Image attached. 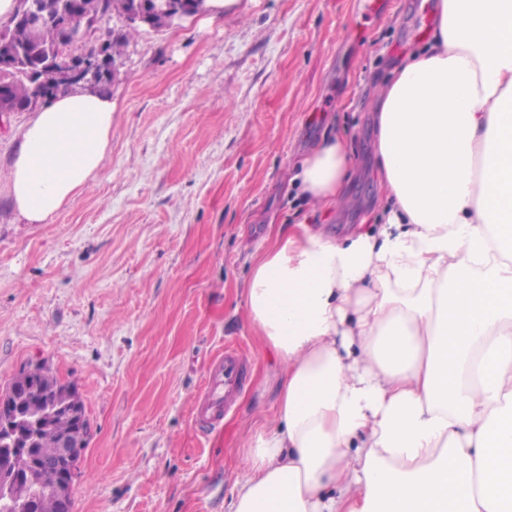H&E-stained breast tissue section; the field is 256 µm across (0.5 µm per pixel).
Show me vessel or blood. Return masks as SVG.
<instances>
[{
	"label": "vessel or blood",
	"instance_id": "1",
	"mask_svg": "<svg viewBox=\"0 0 512 512\" xmlns=\"http://www.w3.org/2000/svg\"><path fill=\"white\" fill-rule=\"evenodd\" d=\"M247 363L237 347L228 345L223 355L205 371L204 388L194 402L196 422L209 430L219 427L231 414L246 382Z\"/></svg>",
	"mask_w": 512,
	"mask_h": 512
}]
</instances>
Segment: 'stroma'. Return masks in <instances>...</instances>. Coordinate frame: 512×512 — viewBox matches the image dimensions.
<instances>
[{
	"mask_svg": "<svg viewBox=\"0 0 512 512\" xmlns=\"http://www.w3.org/2000/svg\"><path fill=\"white\" fill-rule=\"evenodd\" d=\"M433 22L429 0H232L213 22L141 26L108 85L100 172L41 224L10 194L32 115L0 125V391L45 363L80 392L91 435L73 512H229L244 441L280 392L246 319L249 256L286 222L373 228L378 91ZM330 133L355 174L325 209L295 174ZM228 344L249 378L209 437L193 404Z\"/></svg>",
	"mask_w": 512,
	"mask_h": 512,
	"instance_id": "stroma-1",
	"label": "stroma"
}]
</instances>
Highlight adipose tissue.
Segmentation results:
<instances>
[{"mask_svg": "<svg viewBox=\"0 0 512 512\" xmlns=\"http://www.w3.org/2000/svg\"><path fill=\"white\" fill-rule=\"evenodd\" d=\"M431 40L378 97L382 221L299 223L252 256L242 298L279 356L230 512H512V0H436ZM112 100L75 90L23 132L11 197L47 221L100 170ZM324 137L304 194L340 201Z\"/></svg>", "mask_w": 512, "mask_h": 512, "instance_id": "1", "label": "adipose tissue"}]
</instances>
